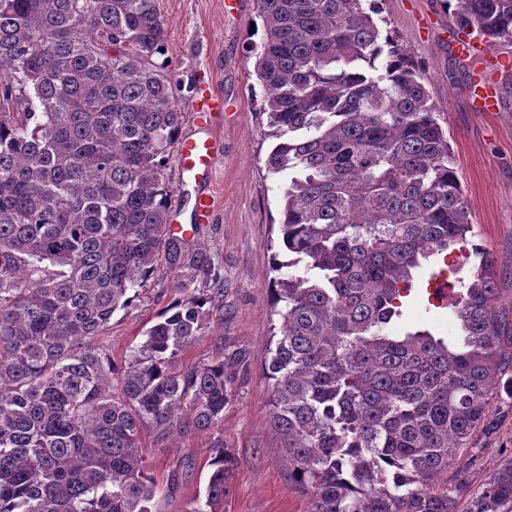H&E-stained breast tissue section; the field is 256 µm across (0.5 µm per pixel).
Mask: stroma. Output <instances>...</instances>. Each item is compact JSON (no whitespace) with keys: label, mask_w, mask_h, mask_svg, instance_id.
Listing matches in <instances>:
<instances>
[{"label":"stroma","mask_w":512,"mask_h":512,"mask_svg":"<svg viewBox=\"0 0 512 512\" xmlns=\"http://www.w3.org/2000/svg\"><path fill=\"white\" fill-rule=\"evenodd\" d=\"M167 24L165 57L177 83L175 95L182 112L181 135L214 133L220 157L213 171L216 193L211 222L194 224L193 203L201 184L170 162L164 177L173 205L174 221L192 226L179 239V251L208 263L217 281L179 277L162 264L129 309L116 311L102 344L120 364L142 339L146 328L179 298L182 289L224 290V323L208 322L206 334L178 358L186 368L211 358L216 346L239 354L232 370L229 400L224 407V443L233 459L230 493L224 512H309L308 495L296 487L268 423L266 386L261 359L277 322L270 307L268 284L273 276L270 246L277 236V187L265 169L270 146L259 114L263 90L249 51L259 41L256 0H160ZM381 30L404 48L429 90L438 119L448 133L460 183L473 224L474 243L491 256L495 286L503 304H512V70L494 66L498 54H512V43L491 45L486 59L495 82L500 112L490 115L471 109L469 87L473 63L448 39L454 22L442 0H382ZM222 100L224 111L212 126L197 118L202 95ZM438 336H455L459 324L452 309L422 307L407 312L394 332L411 328ZM223 338H216V331ZM495 429L480 437L473 457L463 469H450L449 480L465 475L478 486L500 460L512 456V399L492 410ZM145 455L158 482H165L176 459L197 463L192 478L172 496L161 498V512H188L203 496L210 458V436L192 434L172 447H157L152 435L143 439Z\"/></svg>","instance_id":"stroma-1"}]
</instances>
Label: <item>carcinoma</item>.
I'll use <instances>...</instances> for the list:
<instances>
[{"label": "carcinoma", "instance_id": "cac0c4a2", "mask_svg": "<svg viewBox=\"0 0 512 512\" xmlns=\"http://www.w3.org/2000/svg\"><path fill=\"white\" fill-rule=\"evenodd\" d=\"M280 221L269 425L310 512H512V457L448 482L488 424L512 336L492 261L454 306L460 334L396 335L412 270L473 236L448 135L377 0H256ZM456 28L512 42V0H444ZM158 0H0V512H158L142 435L215 431L204 499L224 512V345L177 358L220 289L185 294L115 365L99 337L159 262H179L164 170L181 112ZM118 388H112V376ZM195 469L169 470L172 494Z\"/></svg>", "mask_w": 512, "mask_h": 512}]
</instances>
